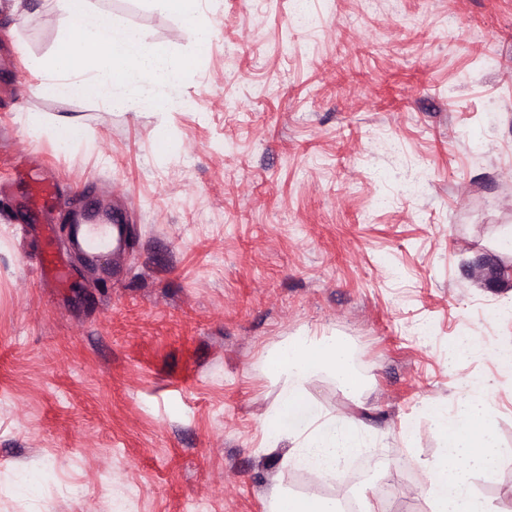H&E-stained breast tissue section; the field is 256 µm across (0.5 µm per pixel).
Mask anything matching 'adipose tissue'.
<instances>
[{
    "label": "adipose tissue",
    "mask_w": 512,
    "mask_h": 512,
    "mask_svg": "<svg viewBox=\"0 0 512 512\" xmlns=\"http://www.w3.org/2000/svg\"><path fill=\"white\" fill-rule=\"evenodd\" d=\"M150 2L158 12L180 16L187 34L196 42L211 40L213 32L200 18L199 0ZM268 367L288 381L278 407L266 419V428L274 440L294 443L286 464L318 477L337 476L351 458L366 453L356 424L323 418L299 392L309 375L322 368L333 373L346 391L360 393L364 380L343 339L330 336L317 341L298 337L279 348ZM434 418L443 452L422 465L428 477L426 495L430 512H490L472 481L475 474H493L502 455L484 394L477 393L458 402L454 412L435 411Z\"/></svg>",
    "instance_id": "ef3b65f1"
}]
</instances>
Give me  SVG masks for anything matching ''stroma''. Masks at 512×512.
<instances>
[{
    "instance_id": "35a3bbf8",
    "label": "stroma",
    "mask_w": 512,
    "mask_h": 512,
    "mask_svg": "<svg viewBox=\"0 0 512 512\" xmlns=\"http://www.w3.org/2000/svg\"><path fill=\"white\" fill-rule=\"evenodd\" d=\"M87 0L199 62L181 109L36 96L70 22L0 0V512H269L273 492L429 512L433 411L485 391L512 449V0H200L179 16ZM79 134L61 141L59 123ZM56 174L30 202V158ZM102 192L130 248L111 275L37 270L45 214ZM341 336L359 395L326 370L304 398L378 448L361 478L284 466L270 357ZM472 350L457 357L459 342ZM474 485L512 503V458ZM151 7L161 13L181 17L187 34L198 43L212 39V30L200 18L199 0H150Z\"/></svg>"
}]
</instances>
